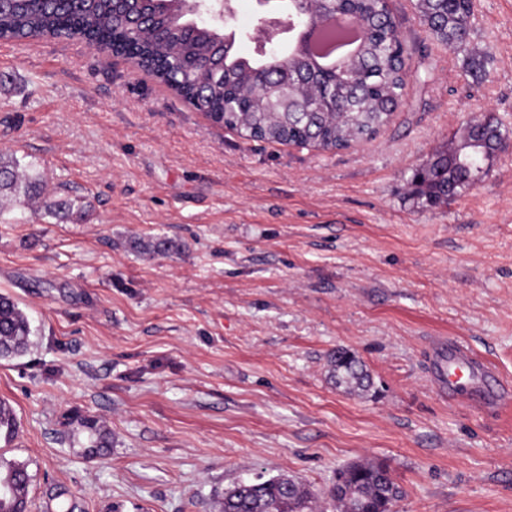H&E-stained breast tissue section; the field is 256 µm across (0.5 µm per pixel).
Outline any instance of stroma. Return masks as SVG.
<instances>
[{
  "mask_svg": "<svg viewBox=\"0 0 512 512\" xmlns=\"http://www.w3.org/2000/svg\"><path fill=\"white\" fill-rule=\"evenodd\" d=\"M416 2L389 0L414 50L402 107L337 152L245 140L79 38L0 42V152L88 211L0 215V295L34 331L0 359L18 424L0 457L27 464L33 499L58 483L87 512H217L239 481L323 491L371 460L402 490L391 512H512V407L444 398L427 368L451 336L512 384V0H475L459 49ZM488 113L506 147L487 174L441 207L407 198ZM158 236L180 251L128 246ZM339 347L369 391L330 381ZM73 411L107 422L106 456L69 452Z\"/></svg>",
  "mask_w": 512,
  "mask_h": 512,
  "instance_id": "1",
  "label": "stroma"
}]
</instances>
